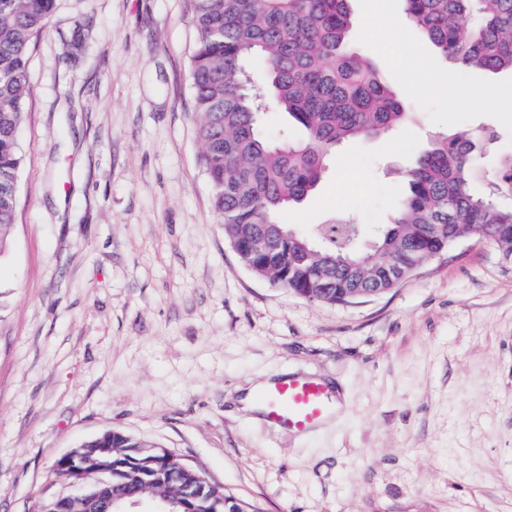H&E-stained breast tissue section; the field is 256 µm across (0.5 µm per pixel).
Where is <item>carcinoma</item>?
<instances>
[{
    "label": "carcinoma",
    "mask_w": 512,
    "mask_h": 512,
    "mask_svg": "<svg viewBox=\"0 0 512 512\" xmlns=\"http://www.w3.org/2000/svg\"><path fill=\"white\" fill-rule=\"evenodd\" d=\"M347 0H193L197 42L192 61L194 118L201 163L224 238L239 243L258 265L255 276L305 296L320 272L340 302L360 278L387 262L400 266L390 290L427 255L452 239L477 235L512 255V151L481 169L476 140L498 136L468 131L437 136L407 173V189L367 248L344 246L346 226L322 225L324 242L285 224L323 178L326 158L340 143L382 138L410 113L385 78L346 46ZM407 21L446 59L476 69L512 72V0H403ZM56 0H0V253L16 217L23 158L18 131L29 96L28 60ZM286 112L306 131L300 143L274 141L261 131L264 114ZM278 238L274 254L254 245ZM130 435H112V454L97 452L88 481L112 462V494L125 501L189 497L190 512H252L170 453L130 456Z\"/></svg>",
    "instance_id": "obj_1"
}]
</instances>
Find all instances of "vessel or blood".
<instances>
[{
  "label": "vessel or blood",
  "instance_id": "vessel-or-blood-1",
  "mask_svg": "<svg viewBox=\"0 0 512 512\" xmlns=\"http://www.w3.org/2000/svg\"><path fill=\"white\" fill-rule=\"evenodd\" d=\"M258 398L270 425L295 434L316 426L332 403L328 387L316 377L280 378L262 388Z\"/></svg>",
  "mask_w": 512,
  "mask_h": 512
}]
</instances>
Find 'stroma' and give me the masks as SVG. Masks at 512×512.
<instances>
[{"label":"stroma","instance_id":"1","mask_svg":"<svg viewBox=\"0 0 512 512\" xmlns=\"http://www.w3.org/2000/svg\"><path fill=\"white\" fill-rule=\"evenodd\" d=\"M348 9L351 46L411 120L339 147L284 221L310 235L340 216L365 245L434 135L497 132L494 169L512 72L446 61L403 0ZM196 38L192 0H57L32 44L0 258V512L68 492L56 460L107 430L260 512H512V263L468 238L347 304L253 276L200 163ZM291 374L332 384V425L299 438L235 409L242 388Z\"/></svg>","mask_w":512,"mask_h":512}]
</instances>
